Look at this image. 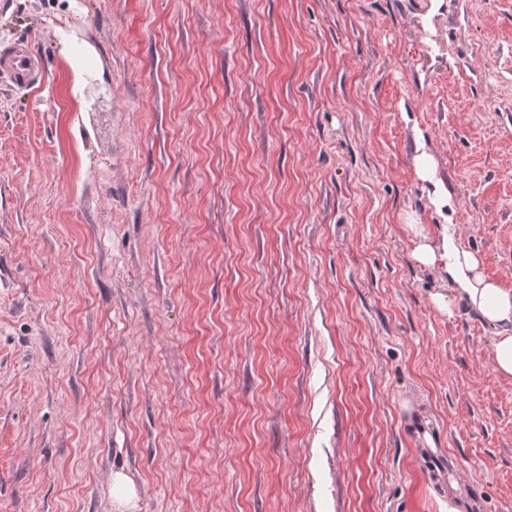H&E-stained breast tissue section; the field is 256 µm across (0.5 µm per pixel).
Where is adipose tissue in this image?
<instances>
[{"label": "adipose tissue", "instance_id": "obj_1", "mask_svg": "<svg viewBox=\"0 0 512 512\" xmlns=\"http://www.w3.org/2000/svg\"><path fill=\"white\" fill-rule=\"evenodd\" d=\"M414 257L420 264L446 274L455 285L459 300L497 328L496 366L501 374L512 377V291L484 276L480 257L457 242L452 228H445L435 241L420 236Z\"/></svg>", "mask_w": 512, "mask_h": 512}]
</instances>
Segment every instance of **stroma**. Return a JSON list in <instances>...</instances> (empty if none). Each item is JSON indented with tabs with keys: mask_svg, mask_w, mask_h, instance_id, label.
Instances as JSON below:
<instances>
[{
	"mask_svg": "<svg viewBox=\"0 0 512 512\" xmlns=\"http://www.w3.org/2000/svg\"><path fill=\"white\" fill-rule=\"evenodd\" d=\"M16 40L0 512H512L496 331L412 231L512 289V0H0ZM0 78L26 89L42 80V64L30 56L24 42H13L0 49Z\"/></svg>",
	"mask_w": 512,
	"mask_h": 512,
	"instance_id": "stroma-1",
	"label": "stroma"
}]
</instances>
